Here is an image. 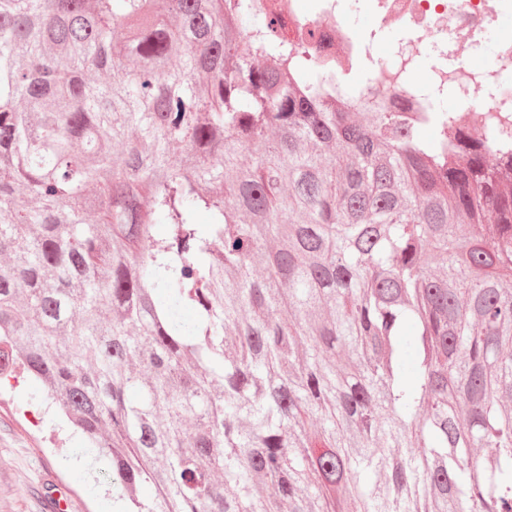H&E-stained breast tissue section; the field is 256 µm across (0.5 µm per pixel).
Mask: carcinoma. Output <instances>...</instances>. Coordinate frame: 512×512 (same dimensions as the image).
<instances>
[{
    "mask_svg": "<svg viewBox=\"0 0 512 512\" xmlns=\"http://www.w3.org/2000/svg\"><path fill=\"white\" fill-rule=\"evenodd\" d=\"M277 33L0 0V377L127 512H512L503 130L357 122Z\"/></svg>",
    "mask_w": 512,
    "mask_h": 512,
    "instance_id": "1",
    "label": "carcinoma"
}]
</instances>
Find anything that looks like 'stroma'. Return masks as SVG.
I'll list each match as a JSON object with an SVG mask.
<instances>
[{
  "label": "stroma",
  "instance_id": "1",
  "mask_svg": "<svg viewBox=\"0 0 512 512\" xmlns=\"http://www.w3.org/2000/svg\"><path fill=\"white\" fill-rule=\"evenodd\" d=\"M31 377L0 379V512H117L104 460L35 400L44 396Z\"/></svg>",
  "mask_w": 512,
  "mask_h": 512
}]
</instances>
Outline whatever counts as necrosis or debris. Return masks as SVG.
I'll use <instances>...</instances> for the list:
<instances>
[{
	"label": "necrosis or debris",
	"instance_id": "necrosis-or-debris-1",
	"mask_svg": "<svg viewBox=\"0 0 512 512\" xmlns=\"http://www.w3.org/2000/svg\"><path fill=\"white\" fill-rule=\"evenodd\" d=\"M309 9L289 8L281 25L289 37L307 31L315 37L305 54L310 67L324 60L351 62L365 78L357 86L339 85L356 112H403L410 117L435 111L445 94L457 100L455 116L466 127L480 129L492 113L512 135V38L487 50L486 40L501 18L512 14V0H310ZM379 19L378 30L403 34L389 58L376 54L378 30L357 32L348 21L351 10ZM434 60L428 84L415 81L422 54Z\"/></svg>",
	"mask_w": 512,
	"mask_h": 512
}]
</instances>
